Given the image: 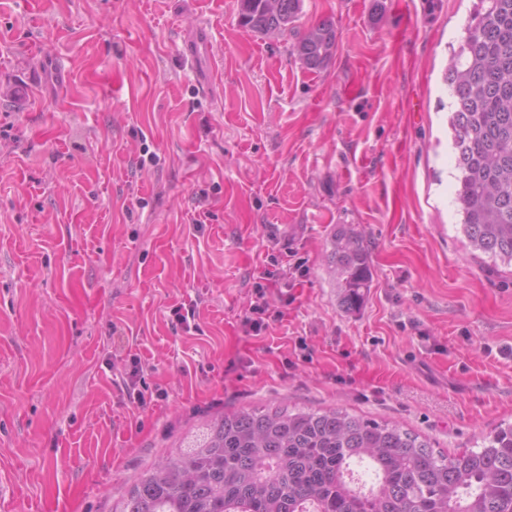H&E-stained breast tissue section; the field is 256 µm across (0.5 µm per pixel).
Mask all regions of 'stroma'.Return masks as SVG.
Listing matches in <instances>:
<instances>
[{
  "label": "stroma",
  "mask_w": 512,
  "mask_h": 512,
  "mask_svg": "<svg viewBox=\"0 0 512 512\" xmlns=\"http://www.w3.org/2000/svg\"><path fill=\"white\" fill-rule=\"evenodd\" d=\"M477 5L303 0L265 35L238 0H0V512H120L231 408H342L444 453L512 423V262L454 202L444 77ZM322 21L335 52L309 70L291 50ZM201 25L213 50L189 55ZM341 224L370 255L354 310L326 261ZM271 229L302 266L252 336ZM134 359L143 410L115 385Z\"/></svg>",
  "instance_id": "1"
}]
</instances>
